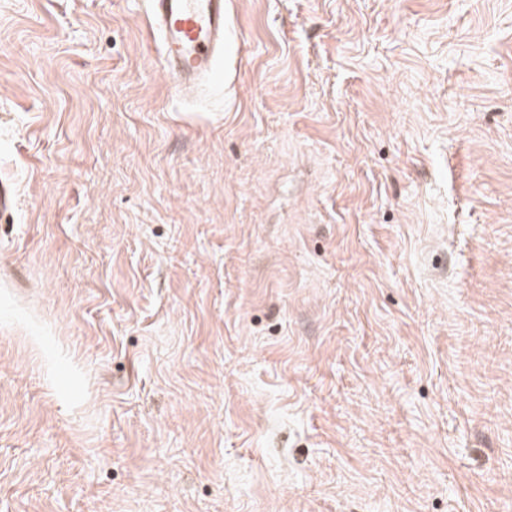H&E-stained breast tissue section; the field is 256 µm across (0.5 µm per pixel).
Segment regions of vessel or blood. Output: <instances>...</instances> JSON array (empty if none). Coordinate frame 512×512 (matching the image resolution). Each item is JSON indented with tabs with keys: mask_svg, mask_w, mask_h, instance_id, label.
Returning <instances> with one entry per match:
<instances>
[{
	"mask_svg": "<svg viewBox=\"0 0 512 512\" xmlns=\"http://www.w3.org/2000/svg\"><path fill=\"white\" fill-rule=\"evenodd\" d=\"M145 16L177 93L224 65L228 0H146Z\"/></svg>",
	"mask_w": 512,
	"mask_h": 512,
	"instance_id": "b4317fda",
	"label": "vessel or blood"
}]
</instances>
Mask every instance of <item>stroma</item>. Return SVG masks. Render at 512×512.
Segmentation results:
<instances>
[{
	"label": "stroma",
	"instance_id": "stroma-1",
	"mask_svg": "<svg viewBox=\"0 0 512 512\" xmlns=\"http://www.w3.org/2000/svg\"><path fill=\"white\" fill-rule=\"evenodd\" d=\"M0 0V512H512V0ZM145 16L179 95L224 66L227 0H146Z\"/></svg>",
	"mask_w": 512,
	"mask_h": 512
}]
</instances>
